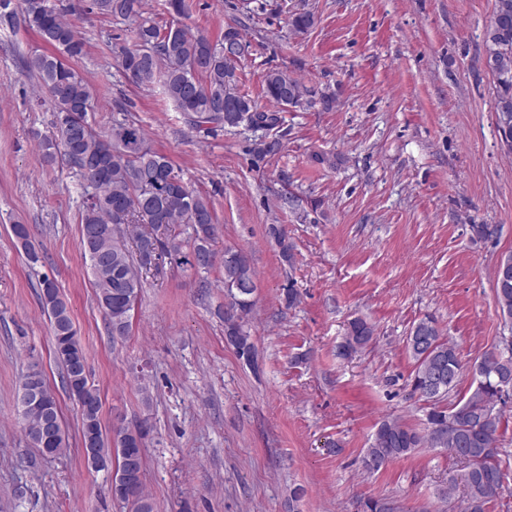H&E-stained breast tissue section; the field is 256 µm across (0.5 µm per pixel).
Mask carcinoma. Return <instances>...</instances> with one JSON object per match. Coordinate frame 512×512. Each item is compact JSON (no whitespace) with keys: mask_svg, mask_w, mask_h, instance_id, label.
I'll return each mask as SVG.
<instances>
[{"mask_svg":"<svg viewBox=\"0 0 512 512\" xmlns=\"http://www.w3.org/2000/svg\"><path fill=\"white\" fill-rule=\"evenodd\" d=\"M165 9L173 17L168 27H160L146 15L144 0H92L91 10L110 17L117 24L133 26L134 42L123 47L118 64L139 86L162 87L165 97L182 112L188 122L201 128L215 124L221 128L244 127L248 130L270 131L280 126L277 111L258 108L251 97L238 88L237 64L242 50L224 54V40L239 33L229 25L221 40L212 42L181 22L187 15L185 0H165ZM22 22L34 31L44 48L26 56L25 69L32 74L47 95L55 112L56 130L52 136L39 140L44 160L53 163L62 158L76 171L83 189L81 229L89 226L112 227V235L89 240L81 236L80 246L89 259L98 301L108 317L111 333L124 336L130 327V311L143 288L142 271L147 267L140 254L131 251L146 238L150 224H188L187 240L157 238L154 243L157 260L164 253H178L182 247L191 254L212 250L217 227L209 202L191 190L182 180L172 181L167 175L174 171L163 154L146 146L144 129L133 121L112 124L106 134L96 132L87 120L95 109V95L73 61L85 55V42L75 27L64 19L61 11L47 8L43 0H23L22 15L12 16L9 25ZM315 14L302 7L290 12L291 30L304 35L316 25ZM483 60L496 82V127H512V0H494L493 14L483 38ZM264 97L277 107L302 108L331 112L336 108L333 93L306 86L288 72L277 68L267 70L262 77ZM274 139L253 140L251 153L260 163L279 150ZM14 236L22 243L28 259L39 261L30 243L26 225H12ZM239 251L224 248V297L227 310L237 316L224 317V335L237 355L246 362L254 360V344L242 322L253 306L256 288L255 272L249 262L238 257ZM40 300L47 312L53 332L54 356L63 371L65 388L79 409V438L84 458L94 455L104 463H115L113 477L133 469L144 472L143 440L148 421L135 428L124 429L118 440H112L102 427L100 394L90 382L84 350L76 336L67 302L54 281L44 278L40 283ZM494 293L501 314L512 315V281L494 276ZM419 328L435 333L437 347L427 356L407 349L414 362L411 376L412 393H418V380L427 378L444 364L449 379L443 384L442 403L456 387L461 369L457 346L442 338L437 322L426 316L418 320ZM375 328L362 318L348 323L347 335L354 342L342 346V354L351 356L362 351L372 341ZM481 366L486 376L469 389L453 408L461 430L450 437L437 429L443 412L427 418V432L409 426L401 418L390 416L378 426L365 464L375 468L406 457L419 448H446L448 454L466 464L464 474L465 500L461 512H488L501 495L505 474L498 460V429L503 417L494 400L499 375L512 372V352H502L499 359L485 353ZM16 405L23 429L31 446L44 457L61 454L69 445V435L63 423L54 394L45 381L31 373L22 375L16 395ZM119 500L129 512H154V503L144 491L143 480L133 483L120 493Z\"/></svg>","mask_w":512,"mask_h":512,"instance_id":"1","label":"carcinoma"}]
</instances>
